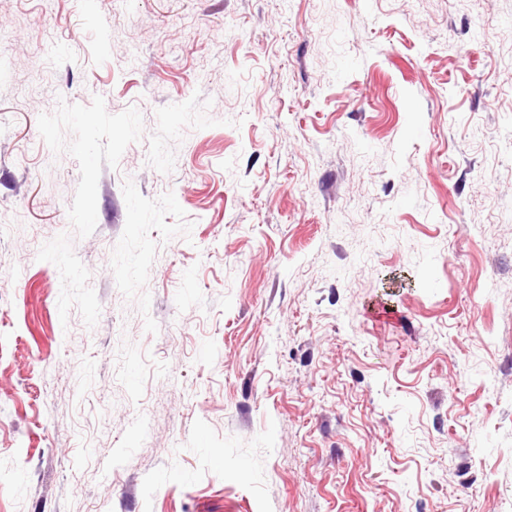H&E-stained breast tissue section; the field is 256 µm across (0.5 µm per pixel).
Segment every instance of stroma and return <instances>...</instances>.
I'll return each mask as SVG.
<instances>
[{
  "label": "stroma",
  "instance_id": "35a3bbf8",
  "mask_svg": "<svg viewBox=\"0 0 512 512\" xmlns=\"http://www.w3.org/2000/svg\"><path fill=\"white\" fill-rule=\"evenodd\" d=\"M512 0H0V512H507Z\"/></svg>",
  "mask_w": 512,
  "mask_h": 512
}]
</instances>
